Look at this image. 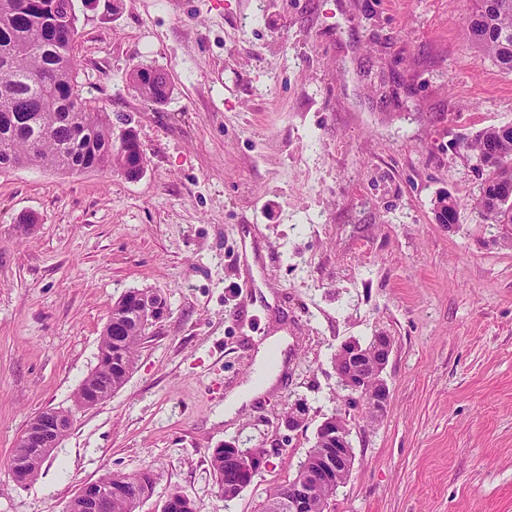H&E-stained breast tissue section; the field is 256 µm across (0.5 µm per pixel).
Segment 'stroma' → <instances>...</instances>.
<instances>
[{
	"instance_id": "35a3bbf8",
	"label": "stroma",
	"mask_w": 512,
	"mask_h": 512,
	"mask_svg": "<svg viewBox=\"0 0 512 512\" xmlns=\"http://www.w3.org/2000/svg\"><path fill=\"white\" fill-rule=\"evenodd\" d=\"M472 0H78V80L144 174L0 172V512H65L87 483L152 468L140 512L172 489L196 512H256L334 414L355 460L329 512H512V247L480 223L464 144L512 126V74L480 57ZM162 70L163 103L129 84ZM461 204L455 229L434 203ZM36 223L17 236L21 216ZM167 303L132 373L74 405L113 304ZM378 332L394 348L381 420L348 405L334 357ZM288 337L284 373L234 419L258 345ZM304 427L282 423L291 404ZM48 408L70 434L36 481L9 472ZM267 462L237 498L209 456Z\"/></svg>"
}]
</instances>
